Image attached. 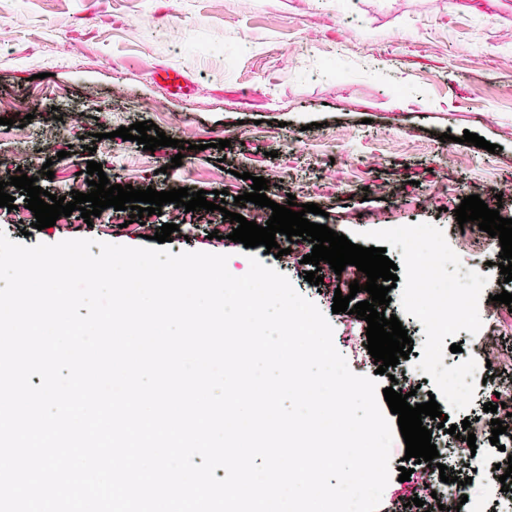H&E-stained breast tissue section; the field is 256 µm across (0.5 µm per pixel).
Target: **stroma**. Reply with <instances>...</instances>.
<instances>
[{"instance_id":"1","label":"stroma","mask_w":512,"mask_h":512,"mask_svg":"<svg viewBox=\"0 0 512 512\" xmlns=\"http://www.w3.org/2000/svg\"><path fill=\"white\" fill-rule=\"evenodd\" d=\"M165 67L177 80L160 77ZM146 120L187 142L180 167L170 165L176 148L151 153L116 137ZM468 131L498 152L463 142ZM98 132L104 140L92 141ZM224 139L230 147L216 149ZM91 160L114 184L223 189L229 204L250 191L249 172L276 203L292 194L318 204L315 223L344 235L444 229L472 194L512 218V0H0V175L27 173L62 197L88 192ZM7 192L16 207H0V231L11 240L146 243L140 219L122 228L106 211L22 235L34 214L16 187ZM161 211L155 226H179L172 253H253L327 315L350 369L373 375L355 342L366 321L332 311L330 267L318 287L305 265L229 240L222 213ZM506 454L512 445L479 439L456 472L472 481L464 512L501 508L492 475Z\"/></svg>"}]
</instances>
